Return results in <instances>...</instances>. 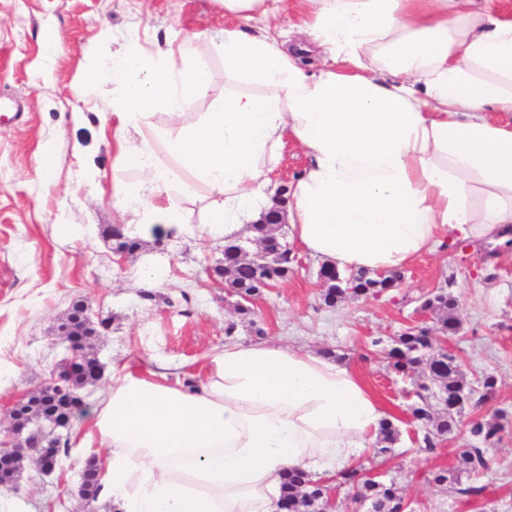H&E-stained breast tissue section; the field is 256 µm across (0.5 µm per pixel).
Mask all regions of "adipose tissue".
Segmentation results:
<instances>
[{"label":"adipose tissue","mask_w":512,"mask_h":512,"mask_svg":"<svg viewBox=\"0 0 512 512\" xmlns=\"http://www.w3.org/2000/svg\"><path fill=\"white\" fill-rule=\"evenodd\" d=\"M224 98L191 41L153 54L133 40L88 70L112 84L125 230L190 229L184 200L210 201L203 233L241 236L267 209L281 148L309 163L290 185L293 239L348 272H389L444 234L512 239V0H300L318 72L252 24L266 0H221ZM168 124L153 125L154 111ZM509 122L492 120V113ZM385 412L349 368L281 343L227 340L197 387L113 368L86 419L97 499L118 512H278L285 474L355 469Z\"/></svg>","instance_id":"ef3b65f1"}]
</instances>
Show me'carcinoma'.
<instances>
[{"label":"carcinoma","mask_w":512,"mask_h":512,"mask_svg":"<svg viewBox=\"0 0 512 512\" xmlns=\"http://www.w3.org/2000/svg\"><path fill=\"white\" fill-rule=\"evenodd\" d=\"M273 224L256 223L252 225L253 236L242 238L234 243L224 245V267L215 268V274L224 281V289L235 293L252 294L258 291L259 284L267 279L276 282L287 279L292 270V250L279 237L272 235ZM117 251L132 253L139 248V242L133 237L123 234L121 229L112 230ZM256 242L270 243L278 251V260L269 269H261L257 263L244 258L241 250H249ZM322 275L324 301L329 306H335L348 298L375 297L383 291L398 287L402 275L391 272L388 275H370L367 272L350 273L333 267H320ZM421 308L434 315L437 329L442 333L455 334L458 332L460 319L458 303L448 292L441 290L427 296ZM385 358L390 369L396 374L406 376L422 368L428 384L421 385L417 393L419 402L414 405L413 414L419 420L426 421V433L423 442L425 448L432 450L454 432L457 425L456 417L462 412L458 407V397L462 393L473 391V384L461 372L457 359L448 357V352L437 347L428 331L421 330L409 335L402 334L393 340L392 346L384 350ZM480 395L472 397L478 405L487 401L495 392L497 379L493 375H485L477 381ZM440 406L441 414L433 416L432 402ZM503 424L501 417L476 418L472 420L469 433L473 438L467 448L459 455V466L453 473L439 469L430 473L427 481L434 487L446 491L457 486L456 492L465 495H478L481 488L469 486L459 487V475L462 473L478 474L490 466V458L484 445L499 439ZM380 443L384 447L381 453H386L389 446L398 440L399 432L389 420L380 425ZM341 486L353 485L357 495L371 504L376 512H393L397 503L403 498L401 488L393 480H377L371 478H356L355 475L343 476L338 481ZM324 486L311 485L305 473L295 471L288 475L284 487L283 498L288 512H317V497Z\"/></svg>","instance_id":"carcinoma-1"}]
</instances>
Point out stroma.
<instances>
[{"label":"stroma","mask_w":512,"mask_h":512,"mask_svg":"<svg viewBox=\"0 0 512 512\" xmlns=\"http://www.w3.org/2000/svg\"><path fill=\"white\" fill-rule=\"evenodd\" d=\"M224 23L220 0H0V97L18 104L0 111V415L68 358L57 325L74 303L88 305L94 321L106 325L94 340L103 377L87 390L89 406L111 386L116 365L158 370L173 384L198 380L205 355L223 347L231 325V336L243 343L280 339L341 355L400 431L390 452L360 462L384 469L412 512H512L511 245H461L444 236L436 253L403 270L391 293L335 307L320 298L319 262L296 245L293 273L257 301L250 320L210 272L223 258V239L156 236L142 239L135 253L114 251L112 228L124 219L112 200L122 176L117 151L103 132L112 93L100 85L78 96L73 87L123 40L153 52L203 31L208 38L199 48L211 61L212 83L196 109L210 111L224 96L218 51ZM56 33L62 46L46 56ZM49 140L58 149L47 176L36 154ZM142 263L160 273L148 287L131 275ZM439 288L457 298L461 322L442 346L454 352L468 380L494 374L497 391L482 406L465 408L455 432L431 453L411 414L413 378L395 375L371 341L405 331L421 298ZM501 409L509 418L488 447L489 470L460 477L483 494L464 497L428 484L429 471L456 468L471 420ZM83 468L70 455L50 475L27 466L18 497L31 512H88L74 493Z\"/></svg>","instance_id":"35a3bbf8"}]
</instances>
